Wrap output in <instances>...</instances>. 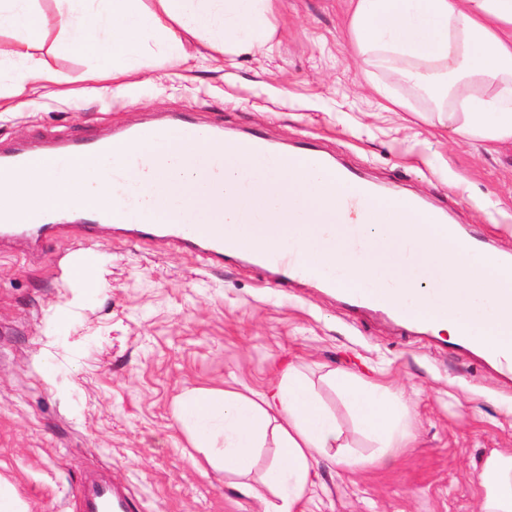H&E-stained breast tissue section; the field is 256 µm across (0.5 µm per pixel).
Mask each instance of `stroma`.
<instances>
[{"label": "stroma", "mask_w": 512, "mask_h": 512, "mask_svg": "<svg viewBox=\"0 0 512 512\" xmlns=\"http://www.w3.org/2000/svg\"><path fill=\"white\" fill-rule=\"evenodd\" d=\"M38 54L60 96L8 98L19 62L0 33V142L101 133L190 113L241 135L318 149L396 192L421 196L468 234L512 255V146L487 151L377 103L347 39L350 0H280L271 54L167 63L118 91L88 81L92 60L60 50L54 0H33ZM68 243L0 244V489L25 512H76L100 472L130 512H255L234 476L213 470L176 419L189 389L262 391L292 363L335 412L351 454L375 452L323 376L362 373L404 390L414 447L353 473L318 464L317 508L299 512H479L474 479L512 450V376L447 334L403 329L312 284L275 289L241 260L216 265L166 243L133 245L102 229L80 254L102 271L84 291L58 263Z\"/></svg>", "instance_id": "stroma-1"}]
</instances>
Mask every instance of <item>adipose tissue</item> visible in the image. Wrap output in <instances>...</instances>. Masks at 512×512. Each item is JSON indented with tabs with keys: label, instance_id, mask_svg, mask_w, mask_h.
I'll return each mask as SVG.
<instances>
[{
	"label": "adipose tissue",
	"instance_id": "adipose-tissue-1",
	"mask_svg": "<svg viewBox=\"0 0 512 512\" xmlns=\"http://www.w3.org/2000/svg\"><path fill=\"white\" fill-rule=\"evenodd\" d=\"M32 0H0V31L14 35L9 51L22 69L13 94H48L55 74L34 55L44 25ZM58 28L66 48L96 59L100 78L128 77L148 69L142 49L163 44L178 65L198 62L200 52L183 38H206L219 53L271 51L274 0H57ZM348 35L366 65L393 81L429 95L442 127L456 137L491 147L512 143V0H351ZM117 153L88 161L36 155L24 172L0 173V205L15 223L33 213L90 210L113 202L109 174ZM326 380L343 397L359 428L372 440L376 461L415 439L405 395L350 374ZM193 448L227 475L242 477L241 491L261 512H296L311 493L314 466L326 460L345 470L364 458L344 453L343 431L307 377L283 370L269 391L190 389L176 411ZM273 444L274 465L259 484L246 480L260 448ZM476 491L480 512H512V453L496 450L483 462Z\"/></svg>",
	"mask_w": 512,
	"mask_h": 512
}]
</instances>
